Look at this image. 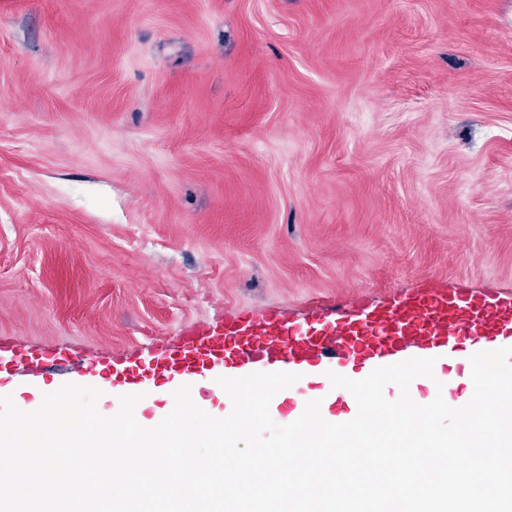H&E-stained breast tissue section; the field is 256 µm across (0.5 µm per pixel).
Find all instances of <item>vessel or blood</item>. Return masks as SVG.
Segmentation results:
<instances>
[{
	"instance_id": "obj_1",
	"label": "vessel or blood",
	"mask_w": 512,
	"mask_h": 512,
	"mask_svg": "<svg viewBox=\"0 0 512 512\" xmlns=\"http://www.w3.org/2000/svg\"><path fill=\"white\" fill-rule=\"evenodd\" d=\"M510 337L512 297L422 291L404 295L386 308L338 312L328 323L300 325L274 312L258 323L233 319L219 328L193 325L149 360L118 370L92 359L84 367L101 382L117 380L131 386L145 380L164 386L179 376L201 378L240 359L255 361L261 372L271 365L279 371L298 366L315 376L327 359L336 356L358 363L391 358L409 342L418 344L426 358L456 348L472 355L497 349ZM72 358L65 347L0 340V380L22 370L48 382Z\"/></svg>"
}]
</instances>
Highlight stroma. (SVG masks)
<instances>
[{
    "instance_id": "1",
    "label": "stroma",
    "mask_w": 512,
    "mask_h": 512,
    "mask_svg": "<svg viewBox=\"0 0 512 512\" xmlns=\"http://www.w3.org/2000/svg\"><path fill=\"white\" fill-rule=\"evenodd\" d=\"M512 296V0H0V338Z\"/></svg>"
}]
</instances>
